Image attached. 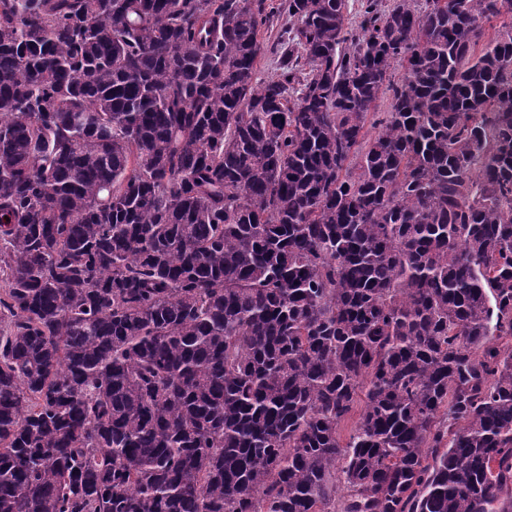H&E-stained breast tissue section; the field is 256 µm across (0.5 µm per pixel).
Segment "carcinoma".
Here are the masks:
<instances>
[{
	"mask_svg": "<svg viewBox=\"0 0 512 512\" xmlns=\"http://www.w3.org/2000/svg\"><path fill=\"white\" fill-rule=\"evenodd\" d=\"M0 512H512V0H0Z\"/></svg>",
	"mask_w": 512,
	"mask_h": 512,
	"instance_id": "cac0c4a2",
	"label": "carcinoma"
}]
</instances>
